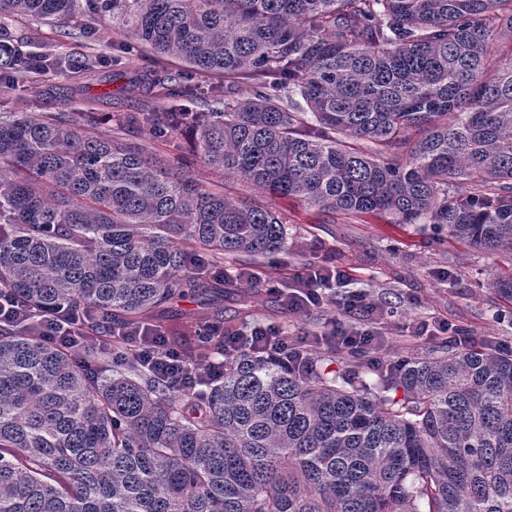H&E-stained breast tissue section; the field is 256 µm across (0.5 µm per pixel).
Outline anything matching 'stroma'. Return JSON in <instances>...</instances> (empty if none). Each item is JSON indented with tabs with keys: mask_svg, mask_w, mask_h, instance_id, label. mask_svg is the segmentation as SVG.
Returning <instances> with one entry per match:
<instances>
[{
	"mask_svg": "<svg viewBox=\"0 0 512 512\" xmlns=\"http://www.w3.org/2000/svg\"><path fill=\"white\" fill-rule=\"evenodd\" d=\"M40 35L47 49L75 61L86 55L108 60L113 54L108 37L74 40L64 37L61 28L48 26ZM73 83L69 71L33 77L37 94L29 111L48 106L55 112H81L89 107L90 97L103 91L95 85L87 94H75ZM225 187L246 199H262L288 219L285 249L264 257L224 258V267L246 268L254 274L253 280L228 283L224 290V322L233 329L255 321L272 324L289 339L302 340L311 354L328 359L330 369L340 370V356L332 355L322 342L333 321L342 317L337 300L292 313L270 290L271 285L289 283L304 266L331 265L348 274L347 281L336 287L338 297L361 291L394 312L383 321V343L363 365L361 376L367 383L376 380V363L426 358L434 352L440 337L414 333L424 322H448L473 346L512 348V316L501 314V299L493 288L497 277L512 267L511 261L470 250L452 239L435 241L427 224H389L371 215H340L329 223L296 202L259 195L245 182L230 179Z\"/></svg>",
	"mask_w": 512,
	"mask_h": 512,
	"instance_id": "35a3bbf8",
	"label": "stroma"
}]
</instances>
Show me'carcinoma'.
Returning a JSON list of instances; mask_svg holds the SVG:
<instances>
[{"label":"carcinoma","instance_id":"obj_1","mask_svg":"<svg viewBox=\"0 0 512 512\" xmlns=\"http://www.w3.org/2000/svg\"><path fill=\"white\" fill-rule=\"evenodd\" d=\"M18 18L142 49L145 105L28 112L66 58ZM512 0H0V289L80 318V352L0 327V512H512V351L444 349L378 369L247 346L207 390L164 381L116 328L151 325L200 365L224 317L212 261L275 253L281 214L224 180L325 216L434 224L512 261ZM171 60L181 69L164 66ZM87 55L75 73L95 77ZM212 80L199 91L192 77ZM249 87L244 99L236 87ZM198 297L170 323L168 305ZM402 390L397 398L390 392Z\"/></svg>","mask_w":512,"mask_h":512}]
</instances>
